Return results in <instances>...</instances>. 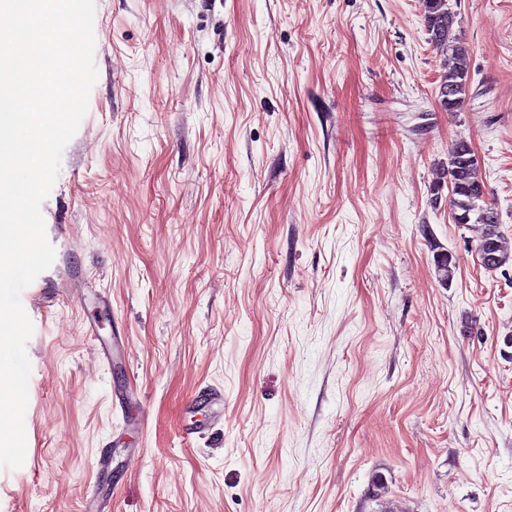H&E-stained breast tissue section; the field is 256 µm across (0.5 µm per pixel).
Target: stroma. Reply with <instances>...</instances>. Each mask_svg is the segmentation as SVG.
Returning a JSON list of instances; mask_svg holds the SVG:
<instances>
[{
  "label": "stroma",
  "instance_id": "1",
  "mask_svg": "<svg viewBox=\"0 0 512 512\" xmlns=\"http://www.w3.org/2000/svg\"><path fill=\"white\" fill-rule=\"evenodd\" d=\"M450 2L457 112L422 0H95L0 512H83L102 447L106 512H377L376 473L403 512H512V267L444 172L465 139L512 241V0ZM448 0H423L424 24L430 42L443 56L438 82V99L445 112L459 111L468 96L470 85V48L455 28L456 15L448 14L452 10ZM447 89H443L440 87ZM450 91H449V90Z\"/></svg>",
  "mask_w": 512,
  "mask_h": 512
}]
</instances>
